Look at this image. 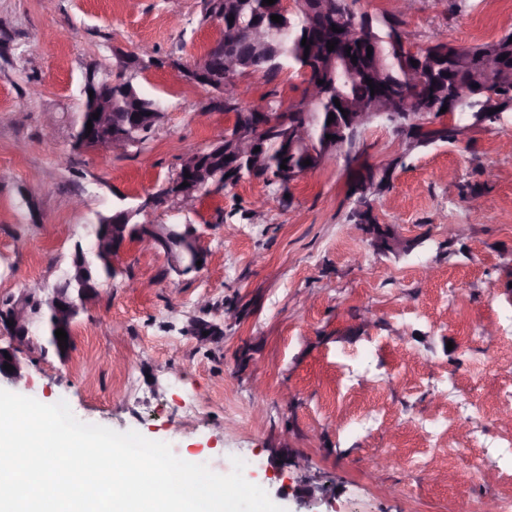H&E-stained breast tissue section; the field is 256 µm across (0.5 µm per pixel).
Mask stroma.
I'll use <instances>...</instances> for the list:
<instances>
[{
  "label": "stroma",
  "mask_w": 512,
  "mask_h": 512,
  "mask_svg": "<svg viewBox=\"0 0 512 512\" xmlns=\"http://www.w3.org/2000/svg\"><path fill=\"white\" fill-rule=\"evenodd\" d=\"M401 21L415 50L470 47L512 31V0H409ZM220 36L203 0H0V300L51 290L90 246L89 222L232 128L233 113L208 111L209 91L166 67ZM143 45L163 64L134 84L162 123L123 155L74 149L86 74ZM239 82L250 107H288L305 88L291 69ZM353 154L391 170L363 204L348 193ZM474 195L491 206L471 207ZM365 207L404 250L360 229ZM147 220L194 225L204 266L178 272L127 243L68 356L32 352L15 393L220 475L252 458L245 479L285 512H485L512 498V119L410 152L379 120L289 186L247 177L196 212Z\"/></svg>",
  "instance_id": "1"
}]
</instances>
